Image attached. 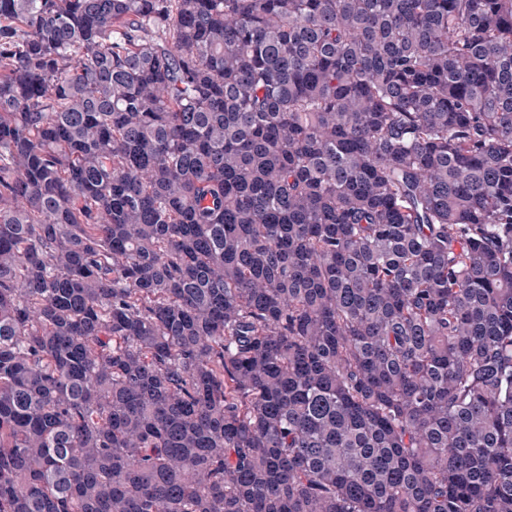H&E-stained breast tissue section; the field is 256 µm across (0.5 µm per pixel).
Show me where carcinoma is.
Masks as SVG:
<instances>
[{
  "label": "carcinoma",
  "mask_w": 512,
  "mask_h": 512,
  "mask_svg": "<svg viewBox=\"0 0 512 512\" xmlns=\"http://www.w3.org/2000/svg\"><path fill=\"white\" fill-rule=\"evenodd\" d=\"M0 512H512V0H0Z\"/></svg>",
  "instance_id": "obj_1"
}]
</instances>
